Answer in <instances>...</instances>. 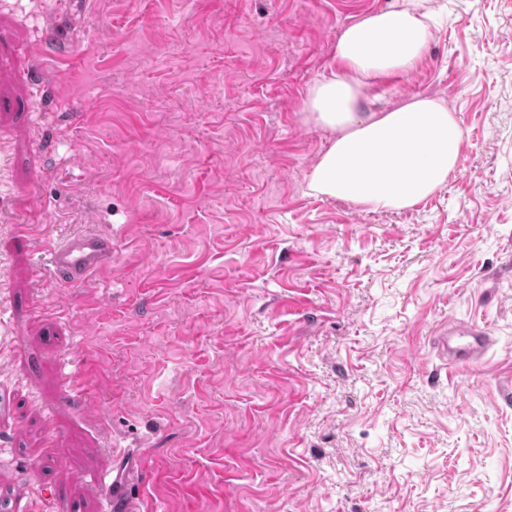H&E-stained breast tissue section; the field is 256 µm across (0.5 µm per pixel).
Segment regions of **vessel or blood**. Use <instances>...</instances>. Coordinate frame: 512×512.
Returning <instances> with one entry per match:
<instances>
[{
  "mask_svg": "<svg viewBox=\"0 0 512 512\" xmlns=\"http://www.w3.org/2000/svg\"><path fill=\"white\" fill-rule=\"evenodd\" d=\"M115 248L111 236L93 231L69 234L47 247L48 268L53 280L70 290L86 287L98 272L111 266ZM492 344L487 329L470 321H452L433 339L443 366L480 360ZM128 475L117 468L97 484V491L107 507L123 499Z\"/></svg>",
  "mask_w": 512,
  "mask_h": 512,
  "instance_id": "1",
  "label": "vessel or blood"
}]
</instances>
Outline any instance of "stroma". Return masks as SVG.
<instances>
[{
	"mask_svg": "<svg viewBox=\"0 0 512 512\" xmlns=\"http://www.w3.org/2000/svg\"><path fill=\"white\" fill-rule=\"evenodd\" d=\"M391 2L0 0V486L23 512H103L132 448L140 512H512V0H432L422 63L360 103L447 102L443 187L378 212L307 189L330 133L303 102ZM18 224L107 233L112 266L66 291ZM451 318L489 329L482 361L442 368ZM128 474L125 469L115 468L97 484V491L105 501L108 510H114L115 503L124 498Z\"/></svg>",
	"mask_w": 512,
	"mask_h": 512,
	"instance_id": "1",
	"label": "stroma"
}]
</instances>
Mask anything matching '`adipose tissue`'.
I'll list each match as a JSON object with an SVG mask.
<instances>
[{
	"label": "adipose tissue",
	"instance_id": "adipose-tissue-1",
	"mask_svg": "<svg viewBox=\"0 0 512 512\" xmlns=\"http://www.w3.org/2000/svg\"><path fill=\"white\" fill-rule=\"evenodd\" d=\"M427 0H393L346 25L336 43V70L311 87L306 119L332 137L312 166V194L339 198L365 211L412 207L455 173L464 141L453 109L412 95L380 112L359 103L381 79L413 71L432 36ZM378 151L364 163L370 146Z\"/></svg>",
	"mask_w": 512,
	"mask_h": 512
}]
</instances>
